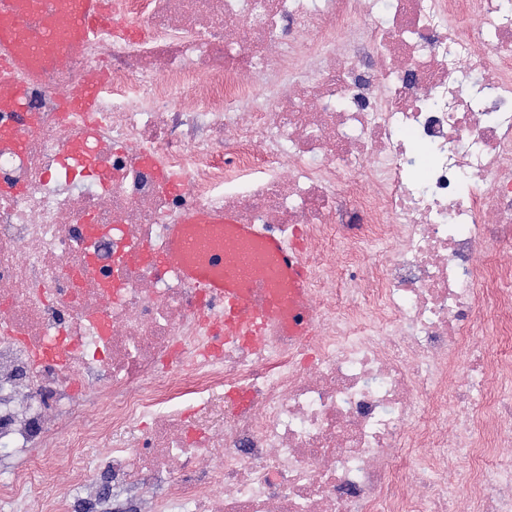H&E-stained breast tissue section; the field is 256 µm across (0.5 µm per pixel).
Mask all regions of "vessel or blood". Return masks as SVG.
Here are the masks:
<instances>
[{"instance_id": "b4317fda", "label": "vessel or blood", "mask_w": 512, "mask_h": 512, "mask_svg": "<svg viewBox=\"0 0 512 512\" xmlns=\"http://www.w3.org/2000/svg\"><path fill=\"white\" fill-rule=\"evenodd\" d=\"M39 4V13L31 15L21 12L19 0H0V70L23 68L37 76L55 63L56 58L49 55L48 49L57 37L45 18L55 11L57 0H39ZM101 9L102 0H80L78 11L69 20L70 29L80 38L92 33ZM98 80V73H91L86 85L66 98L67 109L94 111ZM206 223L225 225L235 239L259 241L266 252L276 257L291 289L290 300H282L269 288L265 275L245 249L233 248L216 256V264L224 268L220 277L213 274L210 266L185 263L186 253L203 247L201 240L186 234V225ZM153 256L185 283L206 289L223 301L225 330H247L252 344L263 343L272 325L292 342L302 341L312 332L307 270L297 252L273 234L237 223L229 214L206 216L192 210L184 214L181 223L170 225L165 246L154 250Z\"/></svg>"}]
</instances>
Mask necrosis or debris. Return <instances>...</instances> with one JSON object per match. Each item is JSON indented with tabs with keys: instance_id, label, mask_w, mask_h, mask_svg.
<instances>
[{
	"instance_id": "obj_1",
	"label": "necrosis or debris",
	"mask_w": 512,
	"mask_h": 512,
	"mask_svg": "<svg viewBox=\"0 0 512 512\" xmlns=\"http://www.w3.org/2000/svg\"><path fill=\"white\" fill-rule=\"evenodd\" d=\"M110 2L8 76L21 153L0 101V498L87 512L102 475L151 512H512V353L474 337L512 315V6ZM93 70L97 111H62ZM190 209L303 239L309 342H213L220 305L145 253Z\"/></svg>"
}]
</instances>
